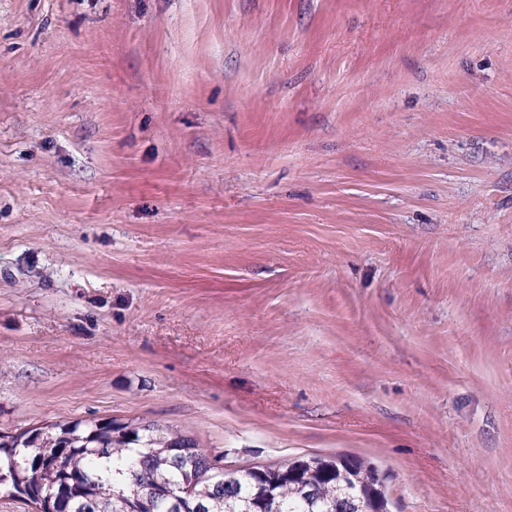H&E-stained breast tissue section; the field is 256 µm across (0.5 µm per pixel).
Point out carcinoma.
Here are the masks:
<instances>
[{"instance_id": "carcinoma-1", "label": "carcinoma", "mask_w": 512, "mask_h": 512, "mask_svg": "<svg viewBox=\"0 0 512 512\" xmlns=\"http://www.w3.org/2000/svg\"><path fill=\"white\" fill-rule=\"evenodd\" d=\"M214 457L178 432L111 419L0 433V490L34 505L57 495V512H387L388 500H360L379 472L360 462L345 479L344 457L299 456L265 472L217 473ZM191 484L176 502L170 490Z\"/></svg>"}]
</instances>
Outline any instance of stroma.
Returning a JSON list of instances; mask_svg holds the SVG:
<instances>
[{
  "mask_svg": "<svg viewBox=\"0 0 512 512\" xmlns=\"http://www.w3.org/2000/svg\"><path fill=\"white\" fill-rule=\"evenodd\" d=\"M92 419L512 512V0H0V432Z\"/></svg>",
  "mask_w": 512,
  "mask_h": 512,
  "instance_id": "stroma-1",
  "label": "stroma"
}]
</instances>
